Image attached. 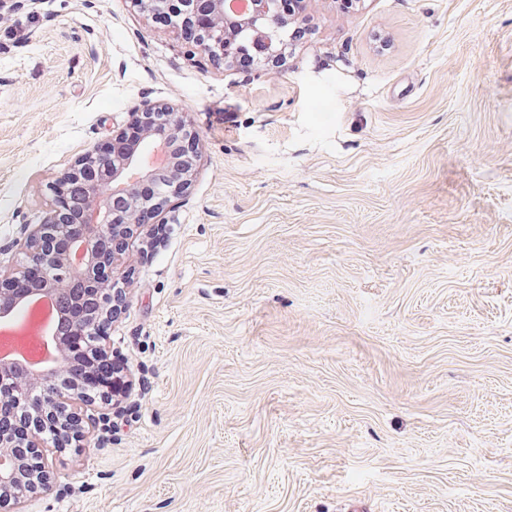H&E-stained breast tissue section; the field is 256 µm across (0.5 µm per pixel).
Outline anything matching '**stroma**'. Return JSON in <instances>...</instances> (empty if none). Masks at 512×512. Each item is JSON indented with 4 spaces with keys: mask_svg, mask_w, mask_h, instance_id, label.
<instances>
[{
    "mask_svg": "<svg viewBox=\"0 0 512 512\" xmlns=\"http://www.w3.org/2000/svg\"><path fill=\"white\" fill-rule=\"evenodd\" d=\"M0 14V274L144 102L200 155L114 273L131 395L18 512H512V0H309L253 83L131 0Z\"/></svg>",
    "mask_w": 512,
    "mask_h": 512,
    "instance_id": "1",
    "label": "stroma"
}]
</instances>
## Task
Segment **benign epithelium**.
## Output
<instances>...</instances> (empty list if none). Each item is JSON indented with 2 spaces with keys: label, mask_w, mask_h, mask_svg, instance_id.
<instances>
[{
  "label": "benign epithelium",
  "mask_w": 512,
  "mask_h": 512,
  "mask_svg": "<svg viewBox=\"0 0 512 512\" xmlns=\"http://www.w3.org/2000/svg\"><path fill=\"white\" fill-rule=\"evenodd\" d=\"M283 2L249 0L247 10L236 13L227 7L226 0H134L152 16L171 11L189 22L198 13H207L209 26L190 42L191 52H203L226 65L241 57L254 58L260 67L244 71L245 82L267 77V66L281 59L284 43L268 40L260 49L241 42L239 31L263 33L290 26L292 18L283 11ZM140 114L146 122L141 146L166 149L170 153L168 166L145 171L140 156L124 151L117 141L112 143L110 154L99 147L79 159L59 181L57 192L63 196L75 189L80 191L76 217L83 223L84 232L69 237L64 250H56L53 239L66 231L67 219L61 208L51 209L26 242L24 266L11 277L0 274V312L13 307L14 287L35 266L42 273L36 291L55 293L65 304L61 338L91 336L95 350L105 358L106 325L121 308L124 297L116 280L110 277L102 281L105 249H110L111 266L124 258L128 241L141 227V214L148 211L157 217L171 198L184 194L198 158V135L173 107L146 102ZM70 371L67 356L54 358L39 372L40 388L34 394L28 387L31 370L12 369V405L0 406V512H13V505L49 488L45 454L48 442L42 435V415L58 416L59 436L54 447H65L83 433L82 415L74 405L109 397L107 392L94 394L68 384ZM17 406L33 422L18 442L6 434L4 426L15 417Z\"/></svg>",
  "instance_id": "1"
}]
</instances>
